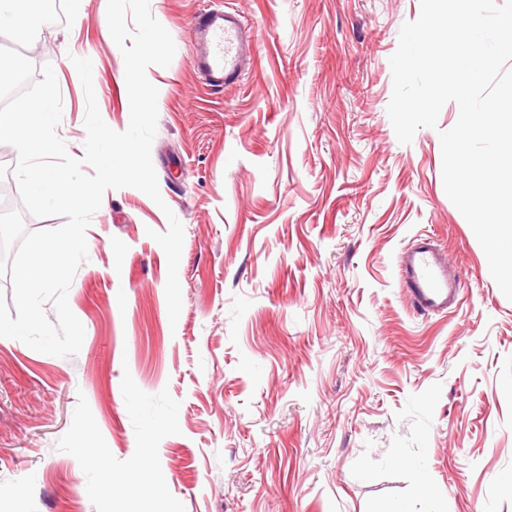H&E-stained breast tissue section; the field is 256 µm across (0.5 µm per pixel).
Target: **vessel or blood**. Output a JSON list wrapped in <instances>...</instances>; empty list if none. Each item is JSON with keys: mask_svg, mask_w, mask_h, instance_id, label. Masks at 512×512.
<instances>
[{"mask_svg": "<svg viewBox=\"0 0 512 512\" xmlns=\"http://www.w3.org/2000/svg\"><path fill=\"white\" fill-rule=\"evenodd\" d=\"M255 35L239 17L225 9H210L194 25L191 62L210 86L240 80L254 59ZM399 280L413 306L425 313L445 314L456 308L463 288L459 271L431 238H419L397 257Z\"/></svg>", "mask_w": 512, "mask_h": 512, "instance_id": "obj_1", "label": "vessel or blood"}]
</instances>
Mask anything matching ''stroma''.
Masks as SVG:
<instances>
[{"instance_id": "obj_1", "label": "stroma", "mask_w": 512, "mask_h": 512, "mask_svg": "<svg viewBox=\"0 0 512 512\" xmlns=\"http://www.w3.org/2000/svg\"><path fill=\"white\" fill-rule=\"evenodd\" d=\"M230 6L252 69L214 88L192 23ZM107 0L10 30L51 64L57 128L83 158L90 59L103 120L130 121ZM176 53L150 66L164 199L111 189L68 303L85 337L56 357L0 338V512H381L426 475L443 512H512V301L447 197L436 128L400 144L389 63L419 0H150ZM181 221L182 309L150 231ZM431 235L465 288L415 310L396 258ZM101 449L96 462L84 451ZM424 465L423 472L412 462Z\"/></svg>"}]
</instances>
